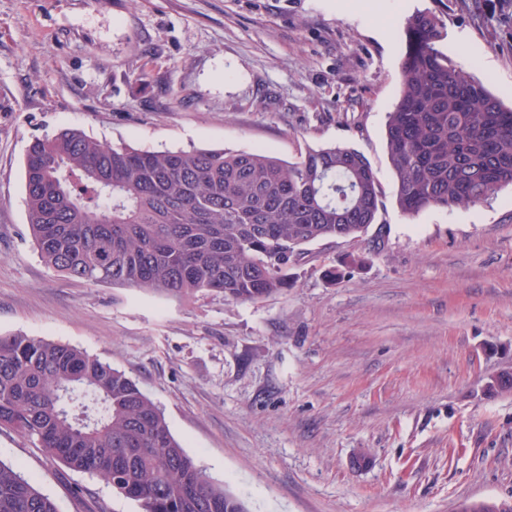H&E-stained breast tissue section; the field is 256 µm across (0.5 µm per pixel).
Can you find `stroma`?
I'll return each instance as SVG.
<instances>
[{"mask_svg": "<svg viewBox=\"0 0 512 512\" xmlns=\"http://www.w3.org/2000/svg\"><path fill=\"white\" fill-rule=\"evenodd\" d=\"M419 11L512 102V0H0V335L125 372L249 512L512 501V391L484 393L512 373V188L407 216L387 162ZM61 128L287 161L346 145L377 174V222L305 245L288 287L256 302L89 285L44 263L26 220L25 150ZM0 460L59 512H140L34 438L0 430Z\"/></svg>", "mask_w": 512, "mask_h": 512, "instance_id": "obj_1", "label": "stroma"}]
</instances>
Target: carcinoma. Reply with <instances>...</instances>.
Wrapping results in <instances>:
<instances>
[{"mask_svg":"<svg viewBox=\"0 0 512 512\" xmlns=\"http://www.w3.org/2000/svg\"><path fill=\"white\" fill-rule=\"evenodd\" d=\"M441 37L430 14L407 19L401 90L387 113L395 202L407 216L481 203L512 185V106L456 66ZM24 187L27 224L55 271L234 302L288 287L304 245L365 233L381 195L368 159L346 146L285 161L264 150L139 151L75 128L30 143ZM0 428L35 438L140 512H247L134 380L80 348L0 336ZM0 512L58 508L0 460Z\"/></svg>","mask_w":512,"mask_h":512,"instance_id":"cac0c4a2","label":"carcinoma"}]
</instances>
